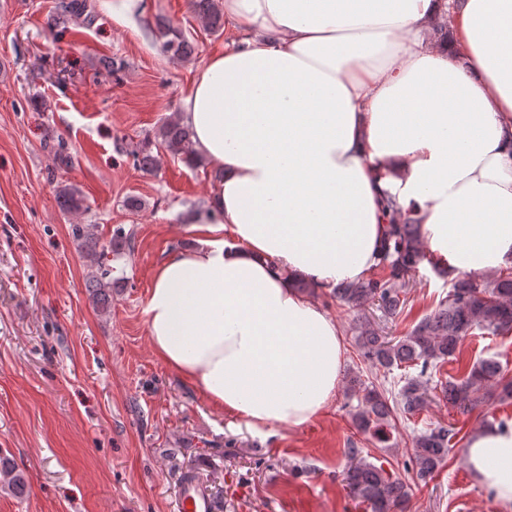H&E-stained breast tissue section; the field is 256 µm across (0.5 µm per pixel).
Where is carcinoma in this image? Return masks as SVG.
Here are the masks:
<instances>
[{
  "label": "carcinoma",
  "instance_id": "obj_1",
  "mask_svg": "<svg viewBox=\"0 0 512 512\" xmlns=\"http://www.w3.org/2000/svg\"><path fill=\"white\" fill-rule=\"evenodd\" d=\"M194 12L210 31L224 28V15L217 0H191ZM95 18L90 0H59L55 21L66 24L80 19L90 25ZM164 38V53L186 58L192 54L191 41L180 31L159 23ZM160 144L175 155L191 162L195 153L193 133L175 117L168 118L159 127ZM55 166L67 168L73 158L62 142L50 146ZM130 155L142 170L153 168L156 158L152 142L137 143ZM59 206L69 212L84 210V195L69 185L56 188ZM73 238L79 243L82 258L89 268L87 283L93 303L102 312L111 304L112 266L100 261L105 255L99 245L93 224L70 225ZM433 264L423 244L420 224L406 219L388 225L386 244L381 261L369 276L356 283L340 285L330 297L356 312L355 347L362 361L387 374L398 371L389 384L364 382L360 377L350 378L349 391L356 397L354 421L363 434L383 436L384 428L401 418L407 422L423 413L432 402L429 380L445 362L459 361V343L466 336L479 331L497 335L512 330V272L501 274L483 283L471 277H461L449 283L445 296L435 309L416 323L406 335L387 336L375 328L366 314L371 305L391 319L400 317L407 305L406 281L423 263ZM502 365L494 358L473 363L462 380L450 379L441 388L448 403L462 410L471 409L481 397L500 384ZM457 432L450 425H439L421 430L413 440V480L427 482L444 464L450 442ZM349 464L343 480L350 495L365 504L370 512H405L411 487L401 478L362 456V449H347ZM0 485L16 496L25 492L26 478L12 460L0 454Z\"/></svg>",
  "mask_w": 512,
  "mask_h": 512
}]
</instances>
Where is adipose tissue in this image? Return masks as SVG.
I'll return each mask as SVG.
<instances>
[{
  "label": "adipose tissue",
  "instance_id": "1",
  "mask_svg": "<svg viewBox=\"0 0 512 512\" xmlns=\"http://www.w3.org/2000/svg\"><path fill=\"white\" fill-rule=\"evenodd\" d=\"M447 14L448 43L429 44ZM223 50L180 119L215 169L204 236L158 267L156 356L264 432L336 393L331 289L379 262L394 200L453 273L512 266V0H224ZM479 488L512 503V423L473 433Z\"/></svg>",
  "mask_w": 512,
  "mask_h": 512
}]
</instances>
